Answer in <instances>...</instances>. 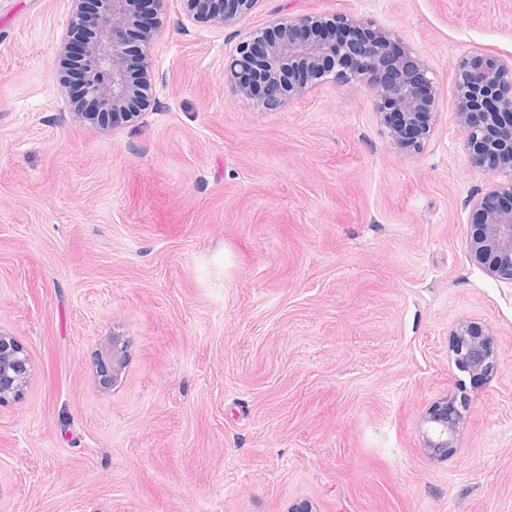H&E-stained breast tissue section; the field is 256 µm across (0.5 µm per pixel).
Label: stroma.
Here are the masks:
<instances>
[{
    "label": "stroma",
    "mask_w": 512,
    "mask_h": 512,
    "mask_svg": "<svg viewBox=\"0 0 512 512\" xmlns=\"http://www.w3.org/2000/svg\"><path fill=\"white\" fill-rule=\"evenodd\" d=\"M72 0H0V331L33 361L0 406V512H512V283L471 260L454 67L512 59V0H260L229 26L168 0L153 107L99 129L59 80ZM396 34L439 93L420 154L368 89L275 110L224 78L274 18ZM478 323L473 380L452 331ZM127 368L100 389L101 337ZM466 403L444 457L422 416ZM490 335L474 322H461L453 333L456 366L475 379L488 380L497 370Z\"/></svg>",
    "instance_id": "35a3bbf8"
}]
</instances>
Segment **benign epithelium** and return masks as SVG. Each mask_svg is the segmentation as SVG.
Segmentation results:
<instances>
[{"label": "benign epithelium", "instance_id": "7a95c632", "mask_svg": "<svg viewBox=\"0 0 512 512\" xmlns=\"http://www.w3.org/2000/svg\"><path fill=\"white\" fill-rule=\"evenodd\" d=\"M69 31L89 29L82 92L97 111L83 116L99 125H117L140 116L121 112L132 98L149 104L148 89L133 84L127 41L139 22L141 0H73ZM150 3V45L164 24L167 0ZM213 20L227 25L259 0H186ZM359 23L345 15H299L279 19L243 38L226 67L227 80L253 105L273 109L305 96L328 75L349 89L368 88L381 126L396 148L420 152L433 128L438 104L426 65L410 56L399 39L384 30L359 41L351 30ZM460 91L456 111L470 164L491 179L489 189L468 201L472 231L469 252L487 275L512 283V62L475 55L455 67ZM98 384L108 389L128 364L124 336L114 332L99 341ZM456 366L475 379L488 380L497 370L490 337L473 322L453 333ZM29 353L12 336L0 333V406L18 400L32 375ZM463 418L455 398L446 397L424 415V447L441 456L453 447Z\"/></svg>", "mask_w": 512, "mask_h": 512}]
</instances>
